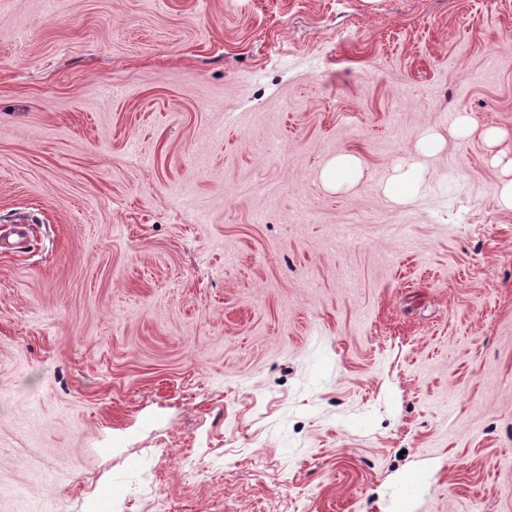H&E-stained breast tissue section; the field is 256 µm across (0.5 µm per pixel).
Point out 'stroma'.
I'll return each mask as SVG.
<instances>
[{
  "label": "stroma",
  "instance_id": "stroma-1",
  "mask_svg": "<svg viewBox=\"0 0 512 512\" xmlns=\"http://www.w3.org/2000/svg\"><path fill=\"white\" fill-rule=\"evenodd\" d=\"M487 127L512 0H0V512H512ZM363 176V163L352 153L336 156L322 171L321 179L329 188L336 190L356 185ZM423 172L424 165L421 160L406 171H396L386 183V193L396 203H409L416 195Z\"/></svg>",
  "mask_w": 512,
  "mask_h": 512
}]
</instances>
